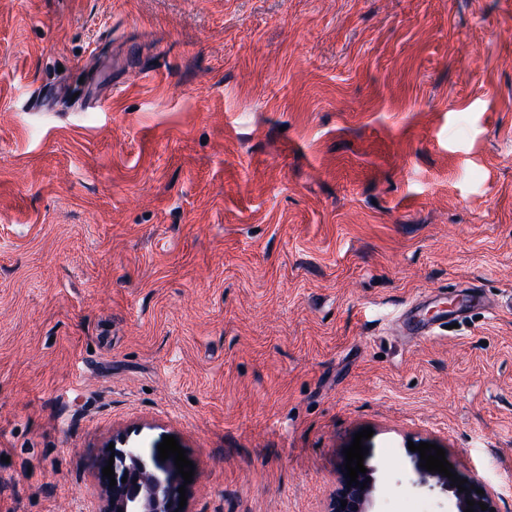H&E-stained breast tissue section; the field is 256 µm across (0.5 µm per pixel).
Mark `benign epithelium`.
I'll list each match as a JSON object with an SVG mask.
<instances>
[{
	"mask_svg": "<svg viewBox=\"0 0 512 512\" xmlns=\"http://www.w3.org/2000/svg\"><path fill=\"white\" fill-rule=\"evenodd\" d=\"M113 443L124 445L122 449H104L96 462L101 470L108 465L109 458H114L112 469L115 473L116 485L109 486V479L101 477L102 488L106 498L104 512H183L179 509L178 488L183 485V477L178 474L174 460L161 461L154 455H147L138 446L125 447L127 440L117 438ZM436 477L447 486L456 499L458 512H464L468 504L466 500L476 502L474 512H495L497 510L494 492L483 483L473 480L464 484L466 491L461 492L449 478L436 474ZM367 482V487L360 488V483ZM485 494L480 495L476 490ZM376 480L373 472L367 471L358 475V482L347 485V478H341V489L336 495L332 512H371L376 493ZM347 501L341 506V501ZM488 506L481 510L479 503Z\"/></svg>",
	"mask_w": 512,
	"mask_h": 512,
	"instance_id": "benign-epithelium-1",
	"label": "benign epithelium"
}]
</instances>
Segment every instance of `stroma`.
<instances>
[{"label":"stroma","instance_id":"1","mask_svg":"<svg viewBox=\"0 0 512 512\" xmlns=\"http://www.w3.org/2000/svg\"><path fill=\"white\" fill-rule=\"evenodd\" d=\"M366 427L374 512H457L412 442L512 512V0H0V512L167 435L331 512Z\"/></svg>","mask_w":512,"mask_h":512}]
</instances>
